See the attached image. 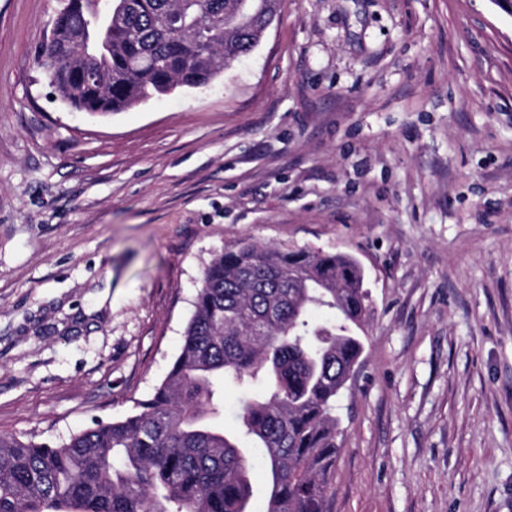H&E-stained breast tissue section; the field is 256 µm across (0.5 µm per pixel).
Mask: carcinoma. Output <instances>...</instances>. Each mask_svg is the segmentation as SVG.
Here are the masks:
<instances>
[{
    "instance_id": "1",
    "label": "carcinoma",
    "mask_w": 512,
    "mask_h": 512,
    "mask_svg": "<svg viewBox=\"0 0 512 512\" xmlns=\"http://www.w3.org/2000/svg\"><path fill=\"white\" fill-rule=\"evenodd\" d=\"M277 11L278 0H61L35 63L67 107L108 116L211 83ZM192 306L179 354L135 412L54 445L0 434V512H252L249 444L264 449L266 512H327L333 408L370 310L360 262L239 239L205 267ZM220 378L248 394L234 434L214 422Z\"/></svg>"
}]
</instances>
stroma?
<instances>
[{
    "mask_svg": "<svg viewBox=\"0 0 512 512\" xmlns=\"http://www.w3.org/2000/svg\"><path fill=\"white\" fill-rule=\"evenodd\" d=\"M56 6L0 0V433L133 412L225 244L321 248L372 295L328 512H512V15L280 0L208 86L101 117L35 65Z\"/></svg>",
    "mask_w": 512,
    "mask_h": 512,
    "instance_id": "1",
    "label": "stroma"
}]
</instances>
